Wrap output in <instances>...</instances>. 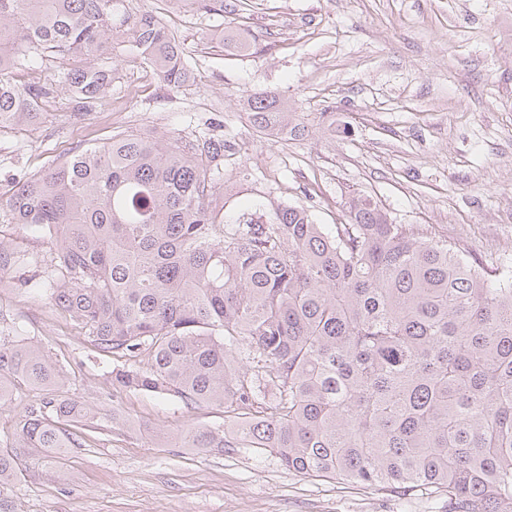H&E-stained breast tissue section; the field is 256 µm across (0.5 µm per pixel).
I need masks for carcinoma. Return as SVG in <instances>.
Listing matches in <instances>:
<instances>
[{
  "label": "carcinoma",
  "mask_w": 512,
  "mask_h": 512,
  "mask_svg": "<svg viewBox=\"0 0 512 512\" xmlns=\"http://www.w3.org/2000/svg\"><path fill=\"white\" fill-rule=\"evenodd\" d=\"M181 2L224 12V0ZM77 54L88 62L61 70L76 120L109 96L126 54L171 88L192 75L156 9L0 0V125L37 120L50 95L17 86L15 72ZM243 105L263 138L305 132L278 94ZM225 149L209 128L118 133L8 199L14 222L42 233L45 303L118 361L112 388L224 406L229 427L188 431L181 448H256L304 478L429 489L448 512H512V269L479 270L362 197L346 224L293 205L267 224L228 220L217 202ZM25 263L0 238V278ZM9 321L0 311V403L22 385L40 395L0 453V512L28 449L84 448V422L101 418L64 394L63 369Z\"/></svg>",
  "instance_id": "cac0c4a2"
}]
</instances>
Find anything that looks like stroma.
Instances as JSON below:
<instances>
[{"mask_svg":"<svg viewBox=\"0 0 512 512\" xmlns=\"http://www.w3.org/2000/svg\"><path fill=\"white\" fill-rule=\"evenodd\" d=\"M130 6L163 9L194 80L170 90L127 57L84 120L55 86L38 120L0 127V237L14 250L43 248L6 206L18 181L116 133L187 135L218 123L227 217L265 224L296 205L338 224L349 200L365 196L485 269L512 267V0H224L220 15L179 0ZM230 27L250 50L230 54L211 40ZM263 91L287 99L303 136L259 137L240 100ZM24 277L0 284L17 335L63 368L68 395L127 425L87 430L86 447L61 464L30 449L10 512H448L447 499L422 491L400 498L297 476L266 451L176 447L180 432L222 426L223 406L113 391L111 359L43 303L38 268Z\"/></svg>","mask_w":512,"mask_h":512,"instance_id":"1","label":"stroma"}]
</instances>
